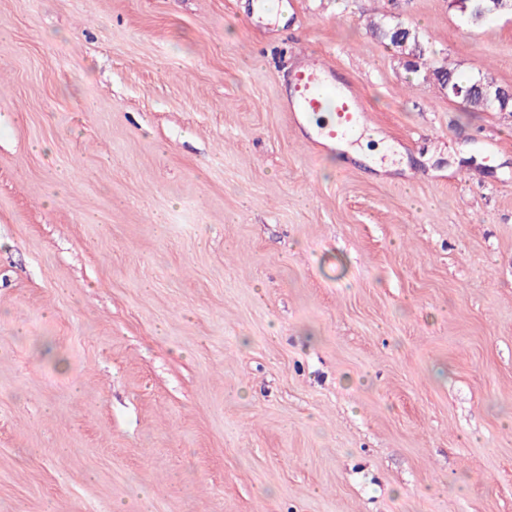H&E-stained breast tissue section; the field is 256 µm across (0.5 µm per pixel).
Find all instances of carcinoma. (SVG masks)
<instances>
[{"label": "carcinoma", "instance_id": "cac0c4a2", "mask_svg": "<svg viewBox=\"0 0 512 512\" xmlns=\"http://www.w3.org/2000/svg\"><path fill=\"white\" fill-rule=\"evenodd\" d=\"M462 3L468 22L473 26L483 24L491 16L512 13V0H462ZM369 28L405 58V65L409 68L414 65V60L425 54L419 33L399 21L380 18L370 22ZM431 75L446 91L448 98L457 99L472 109L512 110V97L488 76L462 79L444 65L433 68Z\"/></svg>", "mask_w": 512, "mask_h": 512}]
</instances>
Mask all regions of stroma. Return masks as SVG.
<instances>
[{"label": "stroma", "instance_id": "35a3bbf8", "mask_svg": "<svg viewBox=\"0 0 512 512\" xmlns=\"http://www.w3.org/2000/svg\"><path fill=\"white\" fill-rule=\"evenodd\" d=\"M295 2L0 0V512H512V15ZM369 28L378 34L388 45L392 46L402 58L407 59L405 65L410 68L415 65L413 59H422L425 47L416 29L406 26L402 22H394L379 18L371 21ZM291 84L285 109L296 123L328 110L332 112L331 121L317 125L310 133L311 143L330 146L369 124L368 111L360 92L351 85H337L330 63L301 59ZM433 79L446 91L448 99H457L475 110H512V97L497 85L493 78L486 76L478 79L457 77L453 69L444 64L432 69Z\"/></svg>", "mask_w": 512, "mask_h": 512}]
</instances>
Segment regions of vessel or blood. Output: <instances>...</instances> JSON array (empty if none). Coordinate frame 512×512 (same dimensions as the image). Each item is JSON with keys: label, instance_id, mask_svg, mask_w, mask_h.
<instances>
[{"label": "vessel or blood", "instance_id": "b4317fda", "mask_svg": "<svg viewBox=\"0 0 512 512\" xmlns=\"http://www.w3.org/2000/svg\"><path fill=\"white\" fill-rule=\"evenodd\" d=\"M291 84L286 109L294 121L325 111L332 114L331 121L313 130L311 143L328 146L368 125L369 116L360 92L350 85H337L330 63L302 59Z\"/></svg>", "mask_w": 512, "mask_h": 512}]
</instances>
